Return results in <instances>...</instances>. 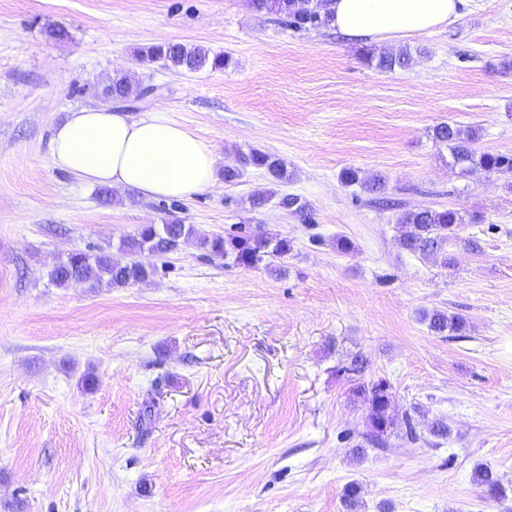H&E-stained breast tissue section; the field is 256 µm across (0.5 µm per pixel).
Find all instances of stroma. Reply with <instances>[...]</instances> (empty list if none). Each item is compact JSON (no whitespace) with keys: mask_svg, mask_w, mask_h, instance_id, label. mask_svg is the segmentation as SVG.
I'll return each mask as SVG.
<instances>
[{"mask_svg":"<svg viewBox=\"0 0 512 512\" xmlns=\"http://www.w3.org/2000/svg\"><path fill=\"white\" fill-rule=\"evenodd\" d=\"M169 42L231 64L140 62ZM403 45L409 66L381 71L364 54L389 43L296 32L249 0H0V512H344L353 481L359 512H512V178L463 172L432 136L469 126L476 151L512 155V0H469ZM117 73L156 88L132 115L183 125L222 166L275 154L291 180L249 168L186 199H103L53 165L49 137ZM347 167L385 175L404 208L481 215L455 266L399 250L397 211L342 185ZM289 194L309 222L280 207ZM172 218L210 236L261 224L293 248L277 273L190 240L130 288L48 277ZM433 309L464 316L465 337L431 333ZM352 354L397 412L420 405L450 437L421 424L353 457ZM480 464L505 497H482Z\"/></svg>","mask_w":512,"mask_h":512,"instance_id":"35a3bbf8","label":"stroma"}]
</instances>
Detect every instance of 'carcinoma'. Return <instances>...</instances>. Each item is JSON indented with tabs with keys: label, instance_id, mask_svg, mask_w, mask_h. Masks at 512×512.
Segmentation results:
<instances>
[{
	"label": "carcinoma",
	"instance_id": "1",
	"mask_svg": "<svg viewBox=\"0 0 512 512\" xmlns=\"http://www.w3.org/2000/svg\"><path fill=\"white\" fill-rule=\"evenodd\" d=\"M253 10L278 17L289 28L295 31H308L330 27L331 16L327 10L314 13L310 0H250ZM141 57L151 62L162 60L166 65L184 68L190 71L204 68L223 69L229 65V59L219 55L212 56L202 46L187 47L182 44L148 46L141 50ZM369 64L382 71L405 68L411 61V52L406 48L396 51L375 54L367 52ZM141 93V89L128 81L126 76L117 75L112 78V96L110 99L127 102L133 95ZM434 139L450 147L452 164L464 171H480L489 175L512 176V156L479 153L473 149L476 131L471 127L439 125L434 128ZM241 165L260 169L268 177L279 183L290 180L285 163L276 155L264 151L253 150L241 156ZM340 181L346 186L358 184L362 189L373 195L372 201L382 199L386 194V177L379 174L366 180L360 176L356 168H345L340 173ZM464 216L455 209L435 210L430 208L409 209L403 211L398 224L402 231L396 239L402 251L420 256L439 257L443 266L452 263L448 258V245L458 239ZM186 238L196 239L198 247L211 255L229 258L232 264L256 269L260 266L268 271L276 272L272 265L276 258H283L292 250L291 240L267 231L257 232L253 229L242 230L240 233L223 236L201 235L193 226L183 224L180 220L166 222V231L154 234L152 225L146 224L132 237L120 242L118 252L130 255L151 246L158 250H177ZM156 269H130L126 262L115 257L110 251H102L94 255L84 252H71L49 271L50 280L58 287H67L79 281L89 288H127L149 281ZM428 329L436 335L462 336L467 330L465 318L459 314H448L444 311H427L422 316ZM365 362L359 355L351 358L346 366L339 371L359 376L350 389L353 400L366 406V431L360 434L362 441L352 446L353 455L358 458L365 456L366 448H381L387 443L389 436L397 426L398 415L390 410V399L393 396L392 386L385 379L365 381L360 378L364 373ZM473 482L484 490L500 483V479L488 466L475 469ZM362 488L359 483L351 482L343 492V504L346 512H358L362 504Z\"/></svg>",
	"mask_w": 512,
	"mask_h": 512
}]
</instances>
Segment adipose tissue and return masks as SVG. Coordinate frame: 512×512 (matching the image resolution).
<instances>
[{
	"label": "adipose tissue",
	"mask_w": 512,
	"mask_h": 512,
	"mask_svg": "<svg viewBox=\"0 0 512 512\" xmlns=\"http://www.w3.org/2000/svg\"><path fill=\"white\" fill-rule=\"evenodd\" d=\"M465 0H329L332 28L356 39L400 40L457 18ZM55 167L88 185L149 199L185 198L217 181L213 151L184 126L152 113L132 117L82 107L50 139Z\"/></svg>",
	"instance_id": "adipose-tissue-1"
}]
</instances>
